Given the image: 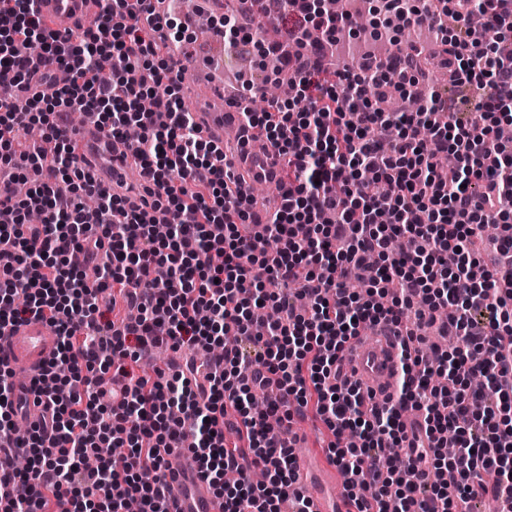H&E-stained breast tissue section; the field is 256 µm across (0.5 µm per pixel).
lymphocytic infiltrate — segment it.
<instances>
[{
    "label": "lymphocytic infiltrate",
    "mask_w": 512,
    "mask_h": 512,
    "mask_svg": "<svg viewBox=\"0 0 512 512\" xmlns=\"http://www.w3.org/2000/svg\"><path fill=\"white\" fill-rule=\"evenodd\" d=\"M37 2L0 0V69L14 74L12 95L0 98V167L48 172L23 198L0 184V331L45 320L57 346L40 373L44 412L28 441L13 430L21 400L0 358V452L19 448L29 461L0 469V512H47L54 501L68 512H126L132 501L140 512H174L169 457L183 446L209 485L238 474L224 512H281L288 500L293 512H313L295 486L288 439L270 429L310 409L337 437L355 438L351 448L331 443L329 460L346 488L375 486L354 498L357 512H387L392 498L399 512H451L487 496L512 504V149L497 138L499 114L512 113V0H438L433 34L448 80L477 93L465 121L426 86L422 62L397 81L326 61L344 38L371 46L420 25L412 0H379L365 27L329 0H302L281 13L284 42L254 38L230 15L213 20L225 42L256 50L272 81L292 83L288 99L244 110L284 160L283 202L257 234L245 230L252 196L228 187L223 152L183 108L176 61H150L167 45L189 47L188 25L164 19L153 0H107L76 45L47 28ZM36 81L46 93H31ZM415 93L421 111L390 110ZM74 112L97 114L112 139L138 127L139 204L91 191L67 134ZM39 123L50 129L45 142L16 152ZM91 197L94 214L83 208ZM33 210L41 223H28ZM496 222L500 258L490 268L469 244ZM369 255L377 276L365 293L348 292ZM77 257L93 265L94 282L64 272ZM266 305L279 318L255 330L252 313ZM438 321L458 342L430 360L419 333ZM379 326L402 332L400 381L396 396L375 402L340 355ZM165 343L190 351L183 366L152 378L132 370ZM271 386L280 398L253 413L250 394ZM408 408L420 417L412 427L401 418ZM230 411L247 449L224 438ZM115 440L122 456L86 466ZM388 448L399 449L410 482L384 466ZM249 451L263 484L249 480Z\"/></svg>",
    "instance_id": "f902f5d3"
}]
</instances>
